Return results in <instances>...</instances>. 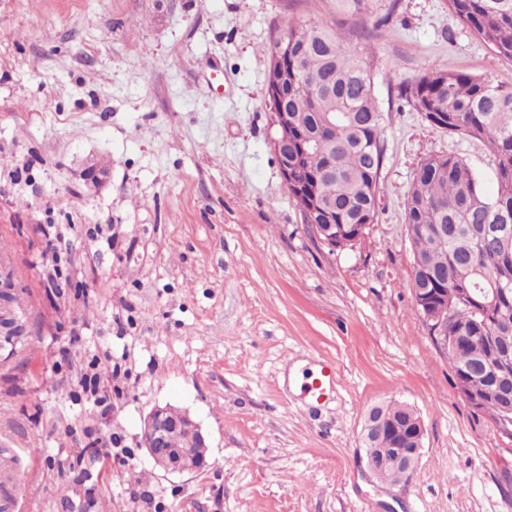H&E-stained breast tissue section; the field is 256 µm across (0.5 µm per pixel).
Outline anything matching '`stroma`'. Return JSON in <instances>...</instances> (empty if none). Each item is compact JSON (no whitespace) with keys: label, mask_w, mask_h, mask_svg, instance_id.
Segmentation results:
<instances>
[{"label":"stroma","mask_w":512,"mask_h":512,"mask_svg":"<svg viewBox=\"0 0 512 512\" xmlns=\"http://www.w3.org/2000/svg\"><path fill=\"white\" fill-rule=\"evenodd\" d=\"M0 0V271L22 336L0 339V461L26 512H512V437L473 410L411 294L405 202L442 153L491 178L476 139L397 95L434 70L512 84L445 0ZM344 32L374 78L376 216L331 249L272 149L267 49ZM333 361L310 408L292 370ZM425 426L411 480L361 464L371 408ZM186 410L207 465L156 469V406Z\"/></svg>","instance_id":"1"}]
</instances>
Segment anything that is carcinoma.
Returning a JSON list of instances; mask_svg holds the SVG:
<instances>
[{
	"mask_svg": "<svg viewBox=\"0 0 512 512\" xmlns=\"http://www.w3.org/2000/svg\"><path fill=\"white\" fill-rule=\"evenodd\" d=\"M460 23L500 59L512 61V0H446ZM288 111L296 127L319 133L323 146L305 151L306 174L338 224H372L384 146L383 115L374 80L357 49L335 27L301 24L288 31ZM426 120L448 117L443 130L483 141L496 157V192L453 155H436L416 169L406 199L414 249L412 296L448 290L440 308L448 320V355L457 387L476 393L495 425L512 427V85L481 76L433 70L398 86ZM412 406L384 411L407 420Z\"/></svg>",
	"mask_w": 512,
	"mask_h": 512,
	"instance_id": "carcinoma-1",
	"label": "carcinoma"
}]
</instances>
